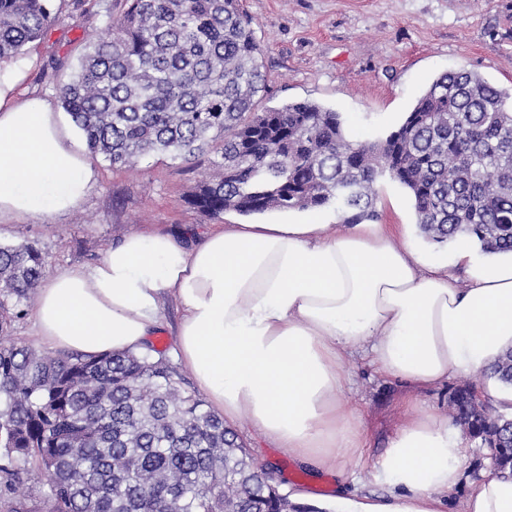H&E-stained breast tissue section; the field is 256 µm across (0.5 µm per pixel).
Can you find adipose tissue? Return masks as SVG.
I'll use <instances>...</instances> for the list:
<instances>
[{
  "mask_svg": "<svg viewBox=\"0 0 512 512\" xmlns=\"http://www.w3.org/2000/svg\"><path fill=\"white\" fill-rule=\"evenodd\" d=\"M23 66L0 63V223L65 215L98 181L52 101L25 96ZM465 267L459 287L450 265ZM182 317L175 356L225 422L247 418L284 453L333 467L365 428L341 395L363 348L382 375L417 389L485 371L512 347V253L430 261L411 225L340 230L314 222L225 224L188 245L133 233L88 266L56 271L34 319L45 343L87 355L145 350L168 299ZM466 442L412 409L374 466L387 499L340 496L336 512H449ZM463 512H512V477L483 474Z\"/></svg>",
  "mask_w": 512,
  "mask_h": 512,
  "instance_id": "obj_1",
  "label": "adipose tissue"
}]
</instances>
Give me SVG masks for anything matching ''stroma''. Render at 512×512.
<instances>
[{"mask_svg":"<svg viewBox=\"0 0 512 512\" xmlns=\"http://www.w3.org/2000/svg\"><path fill=\"white\" fill-rule=\"evenodd\" d=\"M100 0H54L56 23L22 55L29 64L25 90L58 101L57 85L70 74L86 39L111 36L89 21ZM260 45L267 90L266 108L308 100L341 113L347 137L358 142L385 138L398 126L425 88L440 75L465 69L500 88L512 87V0H241ZM98 183L72 212L47 219L0 224V242L37 243L45 272L92 265L129 233L146 228L202 235L215 224H238L228 211L204 215L186 199L212 170L209 157L191 161L149 156L129 167L94 158ZM380 224H412L415 211L406 190L389 176L376 183ZM350 383L343 398L354 405L366 428L363 456H346L343 474L317 472L260 438L247 419L233 426L247 452L275 468L283 491H301L311 503L333 505L340 491L382 494L373 464L395 436L404 401L414 398L440 416L448 396L482 377L453 376L430 390L413 389L379 374L366 355H348Z\"/></svg>","mask_w":512,"mask_h":512,"instance_id":"1","label":"stroma"}]
</instances>
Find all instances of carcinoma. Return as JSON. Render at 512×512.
<instances>
[{"label": "carcinoma", "mask_w": 512, "mask_h": 512, "mask_svg": "<svg viewBox=\"0 0 512 512\" xmlns=\"http://www.w3.org/2000/svg\"><path fill=\"white\" fill-rule=\"evenodd\" d=\"M94 13L112 29L89 41L58 84L89 153L112 166L146 155L216 171L186 203L213 218L334 206L348 224L376 216L377 179L408 192L428 240L476 239L512 252V91L481 75H441L385 139L347 138L340 113L312 101L259 108L266 74L240 0H126ZM58 19L52 0H0V61ZM45 258L0 243V498L46 478L53 512H283L280 492L171 366L142 353H41L11 339ZM512 385V350L489 368ZM456 389L455 422L512 472V418L474 409Z\"/></svg>", "instance_id": "1"}]
</instances>
